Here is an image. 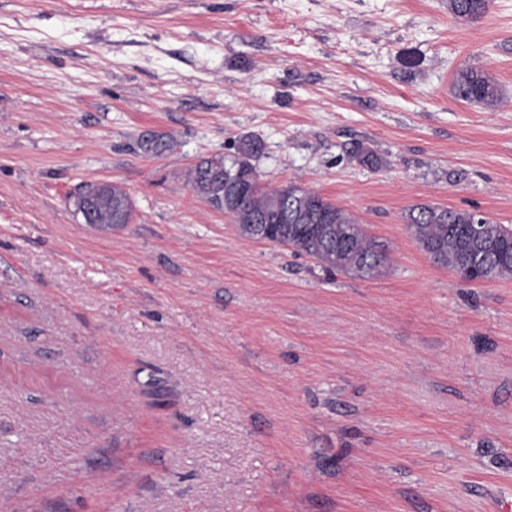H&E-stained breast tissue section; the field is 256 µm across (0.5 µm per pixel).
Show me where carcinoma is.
<instances>
[{"label": "carcinoma", "mask_w": 512, "mask_h": 512, "mask_svg": "<svg viewBox=\"0 0 512 512\" xmlns=\"http://www.w3.org/2000/svg\"><path fill=\"white\" fill-rule=\"evenodd\" d=\"M490 2L448 0V12L456 20L470 23L487 13ZM453 91L462 101L488 107L501 96L493 76L474 66L457 70ZM140 147L148 155H160L169 144L153 134L141 137ZM264 152L260 137L243 135L228 152L197 164L190 186L211 207L230 216L244 237L289 246L330 274L381 276L387 261L385 244L368 236L349 211L314 191L262 183L254 161ZM348 157L373 170L384 165L381 157L360 142L352 146ZM74 206L77 210L88 207V223L101 227L128 224L133 214L129 195L111 183L84 184ZM405 221L429 257L456 272L462 281L512 278V227L485 218L474 229L473 212L431 205L409 209Z\"/></svg>", "instance_id": "cac0c4a2"}]
</instances>
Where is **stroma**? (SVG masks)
Listing matches in <instances>:
<instances>
[{"instance_id":"stroma-1","label":"stroma","mask_w":512,"mask_h":512,"mask_svg":"<svg viewBox=\"0 0 512 512\" xmlns=\"http://www.w3.org/2000/svg\"><path fill=\"white\" fill-rule=\"evenodd\" d=\"M465 65L497 106L455 98ZM248 133L263 183L388 244L382 276L193 192ZM93 182L130 224L75 213ZM419 205L512 225V0L472 24L448 0H0V512H492L512 279L435 264ZM76 196V211L83 210L84 203L88 206V224L101 227H119L129 224L133 214V204L121 187L111 183H86Z\"/></svg>"}]
</instances>
